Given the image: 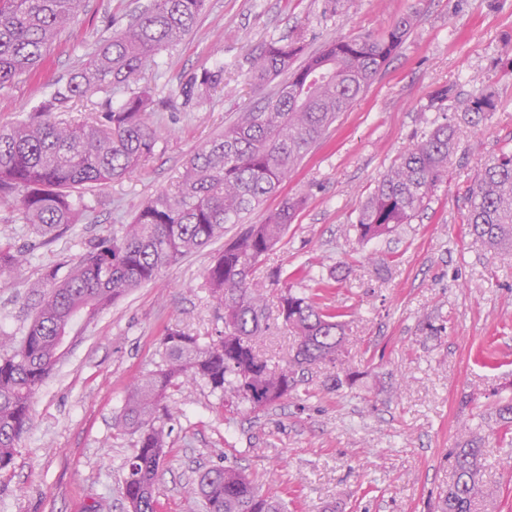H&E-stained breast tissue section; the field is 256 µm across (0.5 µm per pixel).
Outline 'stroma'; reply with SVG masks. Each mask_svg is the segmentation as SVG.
<instances>
[{"label": "stroma", "instance_id": "35a3bbf8", "mask_svg": "<svg viewBox=\"0 0 512 512\" xmlns=\"http://www.w3.org/2000/svg\"><path fill=\"white\" fill-rule=\"evenodd\" d=\"M150 0H89L87 10L43 65L0 90V124L48 99L56 83ZM409 14L406 40L351 107L283 182L247 216L260 223L288 197L303 206L254 276L276 288L321 287L323 303L345 312L351 338L344 373L353 385L331 390L335 370L320 363L306 384L273 406L250 411L197 386L169 391L171 430L156 496L161 512H182L198 475L236 465L280 495L288 512H432L453 480L448 450L470 429L486 439L483 481L492 512H512V444L496 437L497 406L512 397V252L490 250L468 234L465 192L485 159L512 147V0H208L181 44L146 63L138 81L157 103V152L124 178L89 194L79 224L42 245L12 213L0 236L28 261L0 276V327L21 334L31 285L45 266L74 260L97 238L131 221L147 197L174 191L194 149L237 112L273 93L254 92L248 58L269 41L302 38L303 57L334 39H359ZM224 68L225 90L203 106L186 101L185 81ZM453 88L448 122L456 152L420 218L391 234L359 241L353 225L380 177L426 128L432 98ZM494 90V112L479 123L459 109ZM240 227L167 267L103 310L56 364L32 400L31 424L14 463L0 471V512H126L124 462L136 445L116 420L132 383L157 369L161 341L177 328L208 340L224 328L203 273ZM258 349L279 364L295 338L266 308Z\"/></svg>", "mask_w": 512, "mask_h": 512}]
</instances>
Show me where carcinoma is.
I'll list each match as a JSON object with an SVG mask.
<instances>
[{
    "instance_id": "1",
    "label": "carcinoma",
    "mask_w": 512,
    "mask_h": 512,
    "mask_svg": "<svg viewBox=\"0 0 512 512\" xmlns=\"http://www.w3.org/2000/svg\"><path fill=\"white\" fill-rule=\"evenodd\" d=\"M85 0H0V88L30 74L68 33ZM206 0H151L125 28L87 55L68 79L26 117L0 125V207L17 213L41 237H57L79 223L95 185L123 178L152 157L161 142L152 120L153 96L144 88L112 105V91L137 82L142 66L189 34ZM411 17L384 32L333 40L292 68L303 42L271 41L252 56L248 78L257 89L287 75L273 95L238 113L224 131L201 144L185 163L176 192L146 200L129 224L94 241L74 263L44 269L32 285L34 313L21 339L0 330V470L9 467L27 432L31 402L63 356L59 338L122 298L154 281L178 259L224 237V225L242 218L279 190L293 168L320 140L339 114L370 85L401 45ZM224 88V67L193 76L184 90L189 101L207 103ZM101 98L89 121L62 118L83 98ZM452 90L435 92L440 119L381 176L359 208V240L386 236L410 224L427 208L430 195L448 174L453 130L445 102ZM490 89L475 93L465 111H494ZM468 232L494 250L512 249V148L488 158L467 190ZM303 198L284 199L259 224H249L204 272V286L224 310V332L200 337L169 329L158 369L138 379L119 416L120 428L137 436L125 463L124 499L134 512H159L155 496L167 445L171 388L204 385L231 394L251 410L264 409L296 389L298 374L317 363L334 364L349 342L342 314L314 294L280 293V313L297 345L284 374L262 357L257 342L267 329L265 285L253 269L284 237ZM27 256L0 242V275ZM497 438L512 436V398L498 408ZM485 449L473 436L449 450L454 478L439 497L437 512H474L481 491ZM187 512H285L274 492L233 465L202 472Z\"/></svg>"
}]
</instances>
